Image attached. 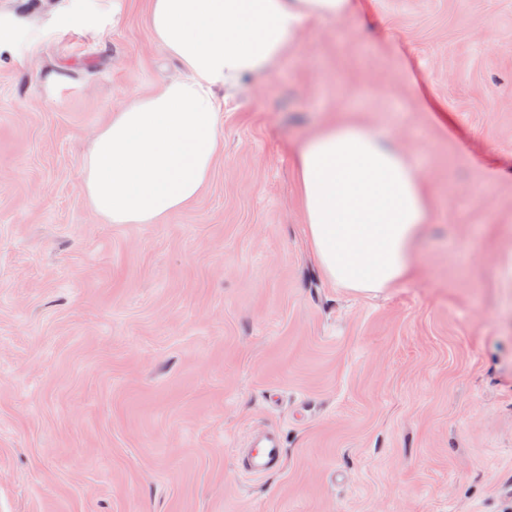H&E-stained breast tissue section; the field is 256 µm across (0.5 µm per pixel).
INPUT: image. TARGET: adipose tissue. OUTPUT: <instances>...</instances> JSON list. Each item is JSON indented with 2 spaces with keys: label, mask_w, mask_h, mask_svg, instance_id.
<instances>
[{
  "label": "adipose tissue",
  "mask_w": 512,
  "mask_h": 512,
  "mask_svg": "<svg viewBox=\"0 0 512 512\" xmlns=\"http://www.w3.org/2000/svg\"><path fill=\"white\" fill-rule=\"evenodd\" d=\"M153 40L182 70L113 112L85 160L90 206L112 224H153L200 193L220 111L250 77L292 56L303 27L347 19L355 0H148ZM307 236L327 280L360 293L405 281L433 218L412 156L380 125L325 124L293 156Z\"/></svg>",
  "instance_id": "ef3b65f1"
}]
</instances>
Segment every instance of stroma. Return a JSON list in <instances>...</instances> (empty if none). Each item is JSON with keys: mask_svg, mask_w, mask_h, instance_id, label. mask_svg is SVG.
I'll use <instances>...</instances> for the list:
<instances>
[{"mask_svg": "<svg viewBox=\"0 0 512 512\" xmlns=\"http://www.w3.org/2000/svg\"><path fill=\"white\" fill-rule=\"evenodd\" d=\"M146 11L0 0V512H507L512 0H357L304 29L225 107L197 199L109 224L85 155L180 75ZM340 114L387 124L434 206L376 295L324 277L294 175ZM267 431L282 464L247 476Z\"/></svg>", "mask_w": 512, "mask_h": 512, "instance_id": "stroma-1", "label": "stroma"}]
</instances>
